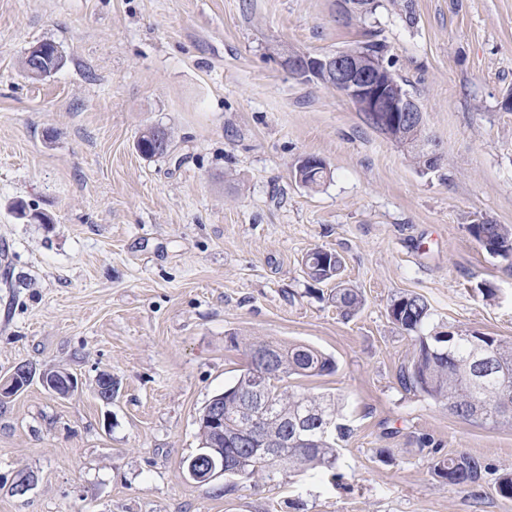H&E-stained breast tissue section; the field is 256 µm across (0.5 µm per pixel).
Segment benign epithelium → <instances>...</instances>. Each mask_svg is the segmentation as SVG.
<instances>
[{
	"instance_id": "1",
	"label": "benign epithelium",
	"mask_w": 512,
	"mask_h": 512,
	"mask_svg": "<svg viewBox=\"0 0 512 512\" xmlns=\"http://www.w3.org/2000/svg\"><path fill=\"white\" fill-rule=\"evenodd\" d=\"M281 55L288 71L301 79L319 81L327 78L328 85L351 100L369 124L385 133L392 128L402 130L414 123L424 124L421 107L407 94L391 91L388 71L359 51L341 49L312 56L283 49ZM48 68L49 64L42 54L33 49L28 52L24 65L27 76L42 77ZM32 377L33 371L29 366H17L0 380V400L17 395ZM40 380L49 392L63 398L71 396L78 385L77 379L67 373L45 371ZM207 421L216 434H224V408L210 406Z\"/></svg>"
}]
</instances>
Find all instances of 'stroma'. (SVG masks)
Segmentation results:
<instances>
[{"label":"stroma","mask_w":512,"mask_h":512,"mask_svg":"<svg viewBox=\"0 0 512 512\" xmlns=\"http://www.w3.org/2000/svg\"><path fill=\"white\" fill-rule=\"evenodd\" d=\"M413 7L411 26L387 5L347 17L341 0H0V377L27 364L79 381L67 398L36 379L0 401V512H512L494 477L512 470V426L402 387L414 346L388 316L417 293L425 332L512 340V259L469 230L512 226V0ZM373 33L423 109L438 170L277 54ZM42 41L63 64L35 81L22 60ZM152 125L169 156L138 153ZM306 155L327 164L312 189L293 176ZM316 249L360 291L353 317L306 276ZM258 338L334 358L297 384L343 403V485L318 470L189 477L199 418ZM456 453L493 465L477 492L433 473ZM26 471L37 481L15 494Z\"/></svg>","instance_id":"35a3bbf8"}]
</instances>
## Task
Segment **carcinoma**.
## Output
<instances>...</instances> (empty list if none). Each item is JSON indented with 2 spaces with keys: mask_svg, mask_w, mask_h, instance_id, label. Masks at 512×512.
Wrapping results in <instances>:
<instances>
[{
  "mask_svg": "<svg viewBox=\"0 0 512 512\" xmlns=\"http://www.w3.org/2000/svg\"><path fill=\"white\" fill-rule=\"evenodd\" d=\"M374 57L385 59L388 52L384 40L372 35L358 45ZM138 151L147 158L164 157L168 151L157 146L156 128L150 127L137 141ZM299 181L308 188L318 186L326 177L327 168L304 166ZM471 235L493 256L512 258V227L502 224H473ZM307 275L316 282L334 281L332 295L344 314L355 313L361 305L357 289L340 281L341 259L327 250L310 252L304 262ZM390 319L416 336L415 350L409 365L399 375L401 385L426 394L448 407V411L466 421L478 415L477 403L488 404L484 425L497 426L512 422V341L476 333L424 336L421 331L430 318L428 302L418 294H405L390 304ZM480 345L492 358L491 373L479 377L475 373L472 352ZM270 349L279 357L278 374L267 381V408L240 409L237 393L256 383L254 366H249L236 382L222 392L224 395V435L214 433L205 419H200L201 446L198 454L243 461V479L283 480L308 469L335 472L339 461L336 439L347 436V428L336 423L339 402L333 396H315L290 391L285 382L292 376L313 377L334 371L333 360L315 347L303 343H286L273 339L250 342L249 352ZM249 421L270 433L288 434V447H238L235 439ZM303 427H298V423ZM488 464L480 458L459 454L433 461L434 473L455 488L474 490Z\"/></svg>",
  "mask_w": 512,
  "mask_h": 512,
  "instance_id": "1",
  "label": "carcinoma"
}]
</instances>
